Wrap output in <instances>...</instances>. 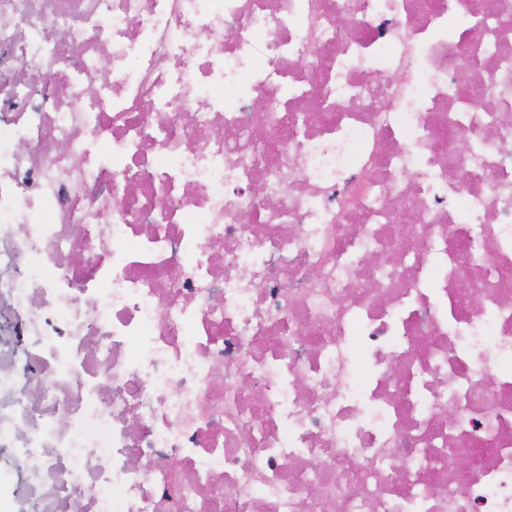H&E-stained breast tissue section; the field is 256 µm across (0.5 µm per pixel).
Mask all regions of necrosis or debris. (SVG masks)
<instances>
[{
    "label": "necrosis or debris",
    "mask_w": 512,
    "mask_h": 512,
    "mask_svg": "<svg viewBox=\"0 0 512 512\" xmlns=\"http://www.w3.org/2000/svg\"><path fill=\"white\" fill-rule=\"evenodd\" d=\"M4 334L36 512H512V0H0Z\"/></svg>",
    "instance_id": "1"
}]
</instances>
